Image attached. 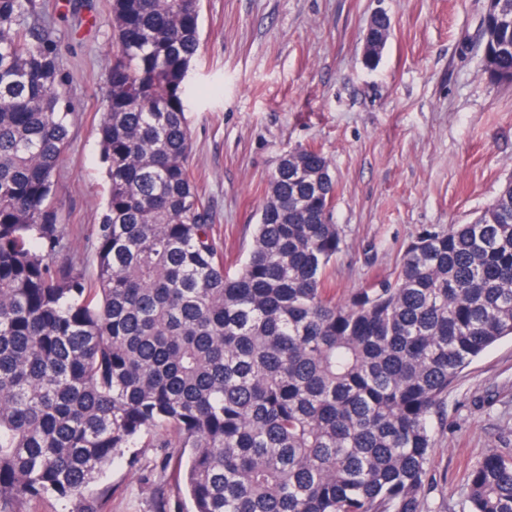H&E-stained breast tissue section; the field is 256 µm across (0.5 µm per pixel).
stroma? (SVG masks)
I'll return each mask as SVG.
<instances>
[{
	"instance_id": "stroma-1",
	"label": "stroma",
	"mask_w": 512,
	"mask_h": 512,
	"mask_svg": "<svg viewBox=\"0 0 512 512\" xmlns=\"http://www.w3.org/2000/svg\"><path fill=\"white\" fill-rule=\"evenodd\" d=\"M46 25L73 107L51 206L70 254L92 273L108 194L98 127L112 0H52ZM489 0H201L200 49L185 112L190 166L235 269L249 249L281 154L318 148L336 180L343 243L334 300L393 279L408 242L469 223L512 178V84L489 83L478 41ZM391 34L363 62L372 14ZM422 512H467L468 471L512 456V339L475 359L432 418ZM158 438L125 449L93 485L101 512H189Z\"/></svg>"
}]
</instances>
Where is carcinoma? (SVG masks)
<instances>
[{"mask_svg": "<svg viewBox=\"0 0 512 512\" xmlns=\"http://www.w3.org/2000/svg\"><path fill=\"white\" fill-rule=\"evenodd\" d=\"M36 0H0V512L85 490L144 434H178L189 512H421L430 420L512 337V180L468 224L427 230L393 280L339 304L342 235L312 147L279 158L233 274L190 171L185 102L200 0H112L98 134L109 191L89 280L48 201L69 137ZM390 21L363 57L379 62ZM489 82L512 76L490 13ZM468 512H512V458L468 474Z\"/></svg>", "mask_w": 512, "mask_h": 512, "instance_id": "cac0c4a2", "label": "carcinoma"}]
</instances>
